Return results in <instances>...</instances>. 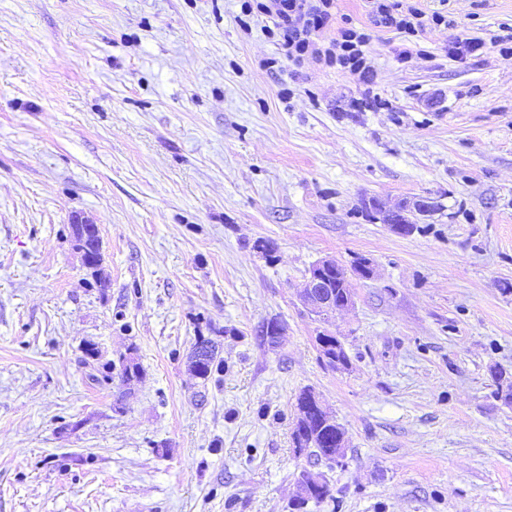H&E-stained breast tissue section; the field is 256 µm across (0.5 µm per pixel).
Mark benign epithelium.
I'll use <instances>...</instances> for the list:
<instances>
[{
  "mask_svg": "<svg viewBox=\"0 0 512 512\" xmlns=\"http://www.w3.org/2000/svg\"><path fill=\"white\" fill-rule=\"evenodd\" d=\"M431 205L432 202L427 200L412 199L404 202L401 207L386 208L375 200L367 201L368 208L381 215L382 223L401 235L410 231V224L403 221V217L409 213L423 216L431 210ZM80 247L84 265L90 266L98 260L101 244L97 225L87 223L81 225ZM328 268L339 269L347 282L350 281L352 275L370 280L375 276V268L367 260H358L346 267L332 258L323 259L311 267L300 293L301 300L306 308L317 317L333 319L337 314L354 305V296L350 295L343 300H336V293L332 291L333 284L325 275V270Z\"/></svg>",
  "mask_w": 512,
  "mask_h": 512,
  "instance_id": "benign-epithelium-1",
  "label": "benign epithelium"
}]
</instances>
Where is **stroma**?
Instances as JSON below:
<instances>
[{"label":"stroma","instance_id":"1","mask_svg":"<svg viewBox=\"0 0 512 512\" xmlns=\"http://www.w3.org/2000/svg\"><path fill=\"white\" fill-rule=\"evenodd\" d=\"M420 5L453 24L407 44L338 0L367 85L294 72L239 0H0V512H291L305 388L348 444L307 512H512V0ZM417 197L406 236L363 206ZM360 257L334 370L299 291ZM484 43L475 41L470 38L457 37L448 43V55L459 59L466 60L468 57H477L483 53ZM81 252L85 266H90L100 256L101 244L97 225L81 222ZM200 345L206 346L210 350V354L206 356L204 361H201L204 359L205 355L203 353L206 351L199 347ZM195 349H197V355L201 360H197V357L195 355V351L192 352L191 355V368L196 373L197 376L201 378H208L213 371L214 368H218L219 365L223 362L221 358L218 357V351L216 349L215 344L212 342V340L200 337L199 340L194 345Z\"/></svg>","mask_w":512,"mask_h":512}]
</instances>
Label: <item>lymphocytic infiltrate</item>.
<instances>
[{"label":"lymphocytic infiltrate","mask_w":512,"mask_h":512,"mask_svg":"<svg viewBox=\"0 0 512 512\" xmlns=\"http://www.w3.org/2000/svg\"><path fill=\"white\" fill-rule=\"evenodd\" d=\"M375 27L414 38L426 29L448 25L442 12H425L413 0H368ZM336 0H240L238 21L249 27L251 20L270 22L265 32L280 46L295 67L314 63L370 80L367 47L371 35L355 26H336Z\"/></svg>","instance_id":"1"}]
</instances>
